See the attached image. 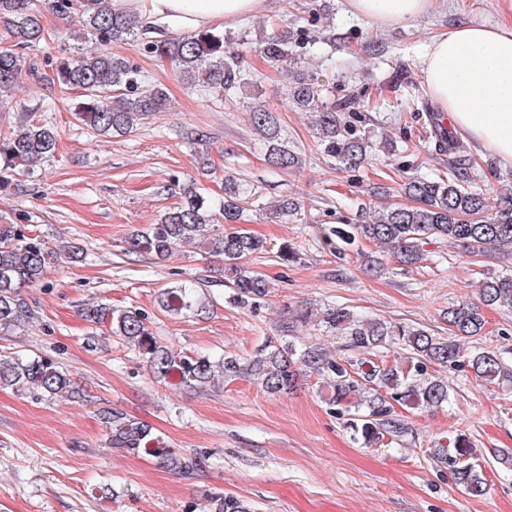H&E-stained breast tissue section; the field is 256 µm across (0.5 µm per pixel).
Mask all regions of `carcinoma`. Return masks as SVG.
I'll return each instance as SVG.
<instances>
[{"label":"carcinoma","instance_id":"1","mask_svg":"<svg viewBox=\"0 0 512 512\" xmlns=\"http://www.w3.org/2000/svg\"><path fill=\"white\" fill-rule=\"evenodd\" d=\"M59 16L81 12L86 32L96 35L101 49L90 54L71 53L55 61L51 83L62 89H79L82 99L73 115L92 133L112 137L126 135L137 125L167 106L163 89L142 88L143 75L115 52V46L132 38L142 40L145 54L174 65L190 86L219 88L230 92L244 84L239 58L226 45L224 34L202 29L165 38L150 36L152 26L136 12L112 11L107 0H48ZM0 26L12 44L0 49V103L21 79L23 51L46 40L41 11L36 0H0ZM288 33L275 34L262 45L261 53L272 62L288 59ZM296 107L313 113L317 140L325 155L347 169L366 162L371 142L350 120L325 101V88L307 79L287 88ZM250 122L268 146V160L279 170L302 165V157L288 148L281 137L279 119L265 106L253 108ZM432 138L438 152L452 157L454 167L446 176L405 177L402 190L411 206L386 204L360 224L325 225L319 231L322 243L336 257L362 241L376 246L372 269L381 271L385 259L402 268L419 266L426 260L422 242L435 236L460 245L474 255L491 248L512 245V196L489 205L475 187L476 179L466 163L465 147L454 130L431 118ZM57 129L46 122L24 119L12 132L0 136V192L11 190L14 176L31 174L53 157L58 146ZM246 191L233 175L224 176V199L215 202L205 189L192 186L181 200L161 215L160 222L132 235L125 253L165 259L180 245L195 242L214 256L223 258L224 271L232 282L229 299L238 305H254L269 296L273 286L249 265L250 257L265 252L264 242L243 227L246 222ZM304 204L286 198L275 206L274 217L293 220L303 216ZM222 217L232 230L220 235L214 222ZM60 256L23 224H0V331L12 329L27 312L24 289L42 282L47 269ZM168 315H201L207 303L198 287L182 283L159 294ZM512 310V276L487 277L480 285V303L458 302L447 311L449 334L434 336L408 323L361 318L341 306L324 309L319 324L341 339V349L356 356L333 357L314 346L300 348L290 341L270 340L255 355L242 360L236 355L175 353L158 343L148 317L138 310L114 311L104 304L83 308L84 320L109 325L112 335L144 356L158 379L203 389L216 378L247 375L270 394L291 390L306 373H315L330 389L328 405L336 418L366 444L385 437H400L408 431L397 410L432 412L448 404V384L437 368H466L476 381L501 385L512 379L505 353L476 347L463 353L461 342L483 334V307ZM403 354L391 357L393 346ZM35 390L42 396L82 399L81 390L52 360L40 356L0 357V386ZM103 419L112 447L139 450L161 460L171 470L188 475L186 459L160 448L159 436L149 425L131 420L120 412H106ZM466 440L431 449L430 456L446 466L455 482L470 495L487 490L482 468L465 459ZM202 512H252L233 494L211 496Z\"/></svg>","mask_w":512,"mask_h":512}]
</instances>
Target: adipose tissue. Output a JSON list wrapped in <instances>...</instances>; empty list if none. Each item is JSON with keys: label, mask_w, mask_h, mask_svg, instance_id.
Returning <instances> with one entry per match:
<instances>
[{"label": "adipose tissue", "mask_w": 512, "mask_h": 512, "mask_svg": "<svg viewBox=\"0 0 512 512\" xmlns=\"http://www.w3.org/2000/svg\"><path fill=\"white\" fill-rule=\"evenodd\" d=\"M379 26L427 15L434 0H348ZM264 0H112L149 23L198 30L260 12ZM422 81L438 111L480 153L512 164V25L464 23L434 34L421 57Z\"/></svg>", "instance_id": "obj_1"}]
</instances>
